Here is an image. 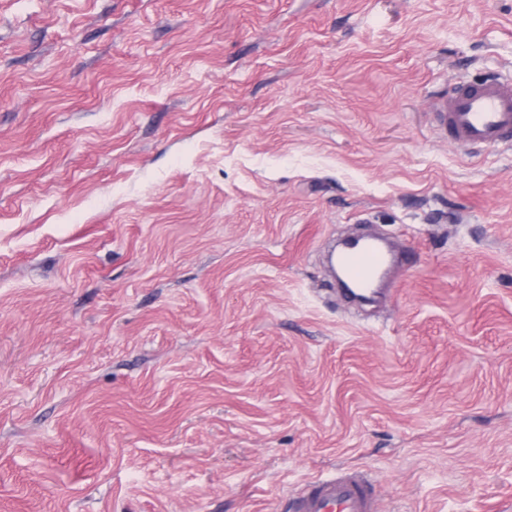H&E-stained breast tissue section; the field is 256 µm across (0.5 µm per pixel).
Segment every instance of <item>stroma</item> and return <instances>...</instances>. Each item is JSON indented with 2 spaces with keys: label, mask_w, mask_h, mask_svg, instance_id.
<instances>
[{
  "label": "stroma",
  "mask_w": 512,
  "mask_h": 512,
  "mask_svg": "<svg viewBox=\"0 0 512 512\" xmlns=\"http://www.w3.org/2000/svg\"><path fill=\"white\" fill-rule=\"evenodd\" d=\"M490 73L512 0H0V512H512V148L433 112ZM352 247L340 250L336 256L337 265L343 270L347 281L358 292L375 288L380 278L392 263L388 251L371 241H362ZM375 485L361 473L317 479L293 503L295 512H375Z\"/></svg>",
  "instance_id": "1"
}]
</instances>
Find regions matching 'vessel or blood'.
<instances>
[{"label":"vessel or blood","mask_w":512,"mask_h":512,"mask_svg":"<svg viewBox=\"0 0 512 512\" xmlns=\"http://www.w3.org/2000/svg\"><path fill=\"white\" fill-rule=\"evenodd\" d=\"M441 126L471 149L512 145V80L488 76L455 86L436 106ZM352 288L370 291L392 263L388 251L365 241L336 256ZM375 485L361 473L317 479L293 503L294 512H375Z\"/></svg>","instance_id":"1"}]
</instances>
